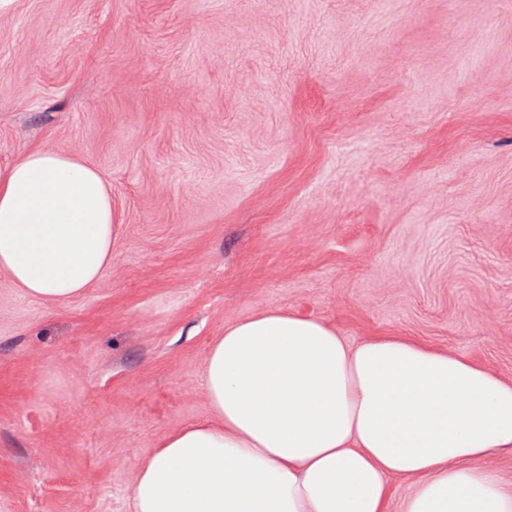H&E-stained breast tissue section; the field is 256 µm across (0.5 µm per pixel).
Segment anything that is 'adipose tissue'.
<instances>
[{
    "label": "adipose tissue",
    "mask_w": 512,
    "mask_h": 512,
    "mask_svg": "<svg viewBox=\"0 0 512 512\" xmlns=\"http://www.w3.org/2000/svg\"><path fill=\"white\" fill-rule=\"evenodd\" d=\"M112 190L78 154L0 169V272L63 304L112 260ZM209 418L146 453L133 512H512V377L409 336L349 343L281 309L228 324L204 364ZM409 487L394 496L391 481Z\"/></svg>",
    "instance_id": "adipose-tissue-1"
}]
</instances>
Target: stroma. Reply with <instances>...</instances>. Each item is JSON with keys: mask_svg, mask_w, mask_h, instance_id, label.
<instances>
[{"mask_svg": "<svg viewBox=\"0 0 512 512\" xmlns=\"http://www.w3.org/2000/svg\"><path fill=\"white\" fill-rule=\"evenodd\" d=\"M38 147L121 231L66 304L0 273V512H133L263 308L512 376V0H16L0 168Z\"/></svg>", "mask_w": 512, "mask_h": 512, "instance_id": "obj_1", "label": "stroma"}]
</instances>
